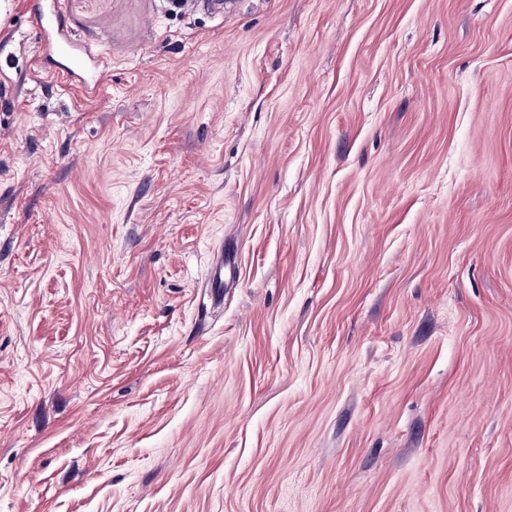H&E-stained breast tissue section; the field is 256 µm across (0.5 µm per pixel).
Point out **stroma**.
Segmentation results:
<instances>
[{"instance_id": "obj_1", "label": "stroma", "mask_w": 512, "mask_h": 512, "mask_svg": "<svg viewBox=\"0 0 512 512\" xmlns=\"http://www.w3.org/2000/svg\"><path fill=\"white\" fill-rule=\"evenodd\" d=\"M64 9L90 100L0 0V512H512V0ZM64 87L68 88L74 83H81L79 88L85 97H94L101 89L95 72L86 71L79 61L65 64L58 72Z\"/></svg>"}]
</instances>
